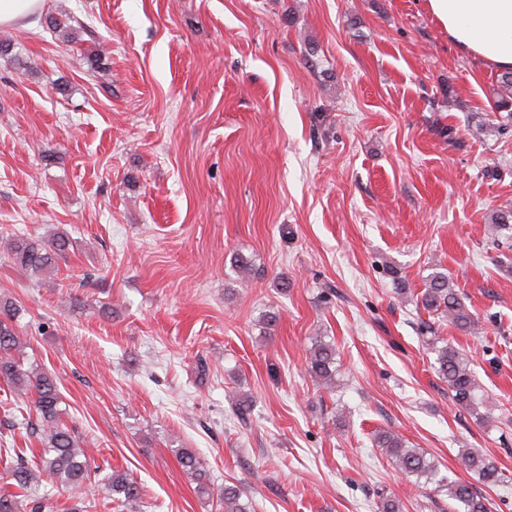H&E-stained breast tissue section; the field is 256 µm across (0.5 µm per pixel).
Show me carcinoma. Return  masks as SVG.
I'll return each instance as SVG.
<instances>
[{"label":"carcinoma","mask_w":512,"mask_h":512,"mask_svg":"<svg viewBox=\"0 0 512 512\" xmlns=\"http://www.w3.org/2000/svg\"><path fill=\"white\" fill-rule=\"evenodd\" d=\"M498 98L495 111L504 113V125L512 123V72L499 78ZM496 231L512 229V208L498 210L492 220ZM70 246L67 235L59 234L46 243L38 238L13 237L8 249L13 261L36 274L47 273L58 267V259L64 257ZM420 304L428 313L437 316L448 325L465 334L479 330V317L462 301L459 289L439 269L427 276L421 291ZM17 308L9 299L0 300V381L19 396H31L36 413L33 432L41 444L39 460H21L11 472L12 485L23 491L22 495L0 492V512H55L51 493L44 489V480L75 494L90 478L87 454L80 448L74 433L64 419V409L57 379L32 366L25 367L24 344L15 324ZM427 345L436 355L435 371L438 378L448 385L452 402L463 410L482 418L477 410H485L490 416L496 403L480 392L474 370L469 359L448 340L435 335V326L424 323ZM309 375L320 385L331 384L336 375V349L330 342L315 340L307 364ZM375 445L389 458L396 469L407 476L423 478L437 484L451 507L458 512H489L485 499L475 493L473 484L460 479H449L440 475L435 461L417 448L408 445L402 435L384 430L375 437ZM183 472L196 481L198 490L212 495L210 477L198 455L190 448L176 450ZM462 468L473 473L487 485L502 482L497 466L473 448H463L457 456ZM110 497L130 508L139 504L140 489L135 479L126 472L113 471L106 479ZM240 491L233 485L224 486L220 500L224 512H247L240 503Z\"/></svg>","instance_id":"obj_1"}]
</instances>
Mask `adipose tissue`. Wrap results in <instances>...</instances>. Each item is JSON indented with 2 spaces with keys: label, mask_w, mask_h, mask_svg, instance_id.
<instances>
[{
  "label": "adipose tissue",
  "mask_w": 512,
  "mask_h": 512,
  "mask_svg": "<svg viewBox=\"0 0 512 512\" xmlns=\"http://www.w3.org/2000/svg\"><path fill=\"white\" fill-rule=\"evenodd\" d=\"M460 52L483 67L512 71V0H422Z\"/></svg>",
  "instance_id": "adipose-tissue-1"
}]
</instances>
